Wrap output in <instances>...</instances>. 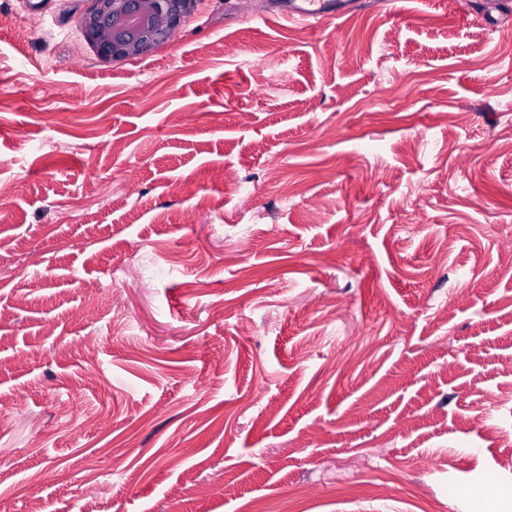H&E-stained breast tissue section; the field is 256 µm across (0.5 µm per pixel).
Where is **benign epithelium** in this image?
<instances>
[{
	"instance_id": "7a95c632",
	"label": "benign epithelium",
	"mask_w": 512,
	"mask_h": 512,
	"mask_svg": "<svg viewBox=\"0 0 512 512\" xmlns=\"http://www.w3.org/2000/svg\"><path fill=\"white\" fill-rule=\"evenodd\" d=\"M199 0H94L82 21L83 39L105 60L148 55Z\"/></svg>"
}]
</instances>
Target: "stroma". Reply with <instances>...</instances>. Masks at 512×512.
I'll list each match as a JSON object with an SVG mask.
<instances>
[{"instance_id": "35a3bbf8", "label": "stroma", "mask_w": 512, "mask_h": 512, "mask_svg": "<svg viewBox=\"0 0 512 512\" xmlns=\"http://www.w3.org/2000/svg\"><path fill=\"white\" fill-rule=\"evenodd\" d=\"M284 2L0 0L10 512H512V0ZM199 0H94L82 21L83 39L105 60L148 55ZM302 2H308L307 6H297L290 8L284 15L292 22H305L309 18H340L348 15L353 7L351 0H336L334 3H323L316 8L312 6L316 5L315 2L320 0H303Z\"/></svg>"}]
</instances>
